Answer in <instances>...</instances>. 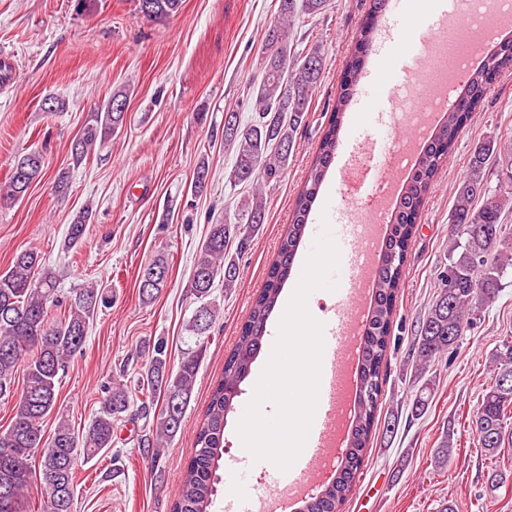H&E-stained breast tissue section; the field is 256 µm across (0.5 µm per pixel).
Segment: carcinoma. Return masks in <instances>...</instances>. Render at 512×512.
Masks as SVG:
<instances>
[{
  "label": "carcinoma",
  "mask_w": 512,
  "mask_h": 512,
  "mask_svg": "<svg viewBox=\"0 0 512 512\" xmlns=\"http://www.w3.org/2000/svg\"><path fill=\"white\" fill-rule=\"evenodd\" d=\"M328 2L278 0L277 16L264 33V58L258 75L248 83L251 117L244 122L239 112L232 109L234 118L224 121V147L235 156L226 179L235 187L243 186L245 192L237 202L235 219L226 216L209 225L196 255L188 288L201 305L186 324L193 345L183 353L174 372L167 368L165 347L157 344L148 366L137 378L138 391L146 392L150 399L160 398L164 404L151 436L144 439L149 448L161 447L182 427L184 409L217 318L216 310L203 299L211 295L218 280L226 288L234 287L240 276V258L266 220V189L279 181L288 166L295 147L294 132L304 122L325 69L320 46L314 44L292 53L290 44L296 38L301 18L323 13ZM385 4L386 0H371L355 50L345 62L332 119L323 131L316 159L295 198L292 224L269 268L264 288L254 298L235 345L224 358V372L213 386L204 417L195 430L194 451L182 473L172 512H211L221 482L218 470L224 456L227 417L252 372L265 342L268 320L291 276L309 215L335 158L342 115L359 83ZM181 6L182 0H150V13L145 18L163 21L177 14ZM509 66L512 40L505 39L470 73L461 88L459 105L444 114L395 204L373 283L374 303L361 336V385L348 445L334 481L322 488L318 497L307 501L300 512H343L353 494L356 477L377 429L390 327L396 316L417 218L459 132L479 110L496 77ZM116 101L127 102L126 91H114L100 110L90 116L71 151L75 162L86 159L96 144L112 138L123 126L125 112L113 107ZM493 153L491 143L473 153L470 174L458 185L452 211L456 236L448 246V265L439 274L437 295L411 346L417 364L423 369L463 344L467 331L477 323L484 305L504 286L508 270L512 269V236L502 221V214L512 208V191L492 194L484 182V171ZM45 163L46 158L39 151L18 157L8 182L0 188V201L22 200L31 185L42 177ZM209 176V166L202 159L193 172L195 192L207 189ZM91 218L88 208L76 213L67 231L69 243L75 245L83 240ZM41 262L39 252L28 248L15 254L9 267L0 271V400L16 398L11 422L6 430L0 431V512H23L35 476L39 479L43 512H73L78 459L89 460L112 447L114 422L135 406L131 388L118 380L107 388L99 411L82 434H76L63 418L57 420L52 432L43 429L57 403L59 374L83 350L90 321L108 305L109 296L94 285L79 288L73 291L63 316L54 318L52 309L61 303L56 295V277L41 268ZM154 267L162 269V275L148 284L146 271ZM168 275L169 263L164 257L145 266L139 276L140 299L145 303L155 300L166 286ZM494 364V382L484 391L473 424L487 468V482L497 490L512 477V458L507 459L504 454L505 447L512 444V387L504 389L500 384L503 378H512L511 339L501 341ZM20 366L24 367V380L17 396L15 371ZM430 395L427 385L415 393L410 404L411 416L418 418L423 414ZM452 437L453 433H446L434 450V468L448 467L455 451Z\"/></svg>",
  "instance_id": "1"
}]
</instances>
